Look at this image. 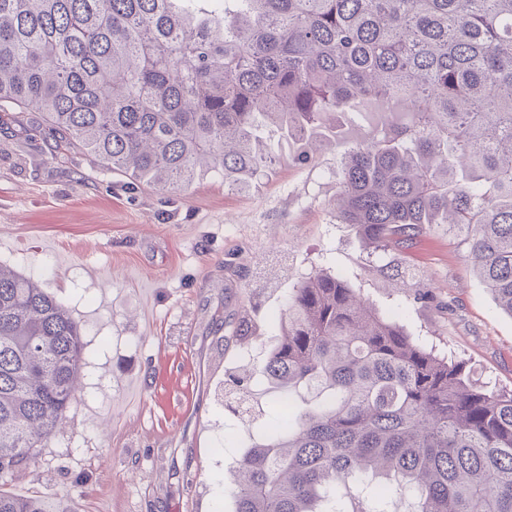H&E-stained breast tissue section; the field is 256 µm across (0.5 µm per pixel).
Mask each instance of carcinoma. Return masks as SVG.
<instances>
[{
	"label": "carcinoma",
	"mask_w": 512,
	"mask_h": 512,
	"mask_svg": "<svg viewBox=\"0 0 512 512\" xmlns=\"http://www.w3.org/2000/svg\"><path fill=\"white\" fill-rule=\"evenodd\" d=\"M406 112L345 155L336 220L372 253L462 234L512 316V0H0V123L159 191H239L351 102ZM258 373L283 399L231 471L234 512H512V391L415 344L336 275L290 289ZM80 324L0 265V480L81 387ZM253 375L224 407L250 419ZM0 512H51L0 487Z\"/></svg>",
	"instance_id": "carcinoma-1"
}]
</instances>
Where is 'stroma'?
Wrapping results in <instances>:
<instances>
[{
  "instance_id": "1",
  "label": "stroma",
  "mask_w": 512,
  "mask_h": 512,
  "mask_svg": "<svg viewBox=\"0 0 512 512\" xmlns=\"http://www.w3.org/2000/svg\"><path fill=\"white\" fill-rule=\"evenodd\" d=\"M30 118L0 129V265L39 281L79 322L85 365L62 424L7 490L69 512H233L223 479L267 422L225 413L224 377L264 358L289 289L318 270L478 384L512 390V316L462 239L435 230L375 256L336 219L343 151L382 124L377 102H356L316 158L289 145L246 193L214 173L176 193L132 185L57 149ZM390 262L429 300L395 287ZM244 314L256 331L246 345L224 327Z\"/></svg>"
}]
</instances>
